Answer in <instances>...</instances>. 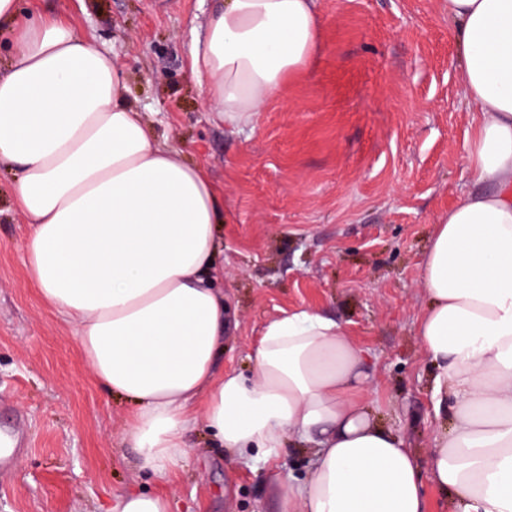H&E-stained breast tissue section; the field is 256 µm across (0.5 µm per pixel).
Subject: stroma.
Masks as SVG:
<instances>
[{
	"label": "stroma",
	"instance_id": "35a3bbf8",
	"mask_svg": "<svg viewBox=\"0 0 512 512\" xmlns=\"http://www.w3.org/2000/svg\"><path fill=\"white\" fill-rule=\"evenodd\" d=\"M23 5L116 55L126 97L156 136L223 187L225 370L250 374L265 324L315 309L365 350L382 422L429 447L447 418L415 336L421 264L433 224L474 188L475 108L446 0H317L320 52L238 129L204 108L190 69L211 0ZM25 233L1 167L0 427H20L23 445L0 476V512H109L114 493L155 484L136 476L121 440L129 404L96 385L69 319L32 285ZM188 444L170 490L177 512H276L262 477L229 464L204 429Z\"/></svg>",
	"mask_w": 512,
	"mask_h": 512
}]
</instances>
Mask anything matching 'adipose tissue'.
<instances>
[{
	"instance_id": "ef3b65f1",
	"label": "adipose tissue",
	"mask_w": 512,
	"mask_h": 512,
	"mask_svg": "<svg viewBox=\"0 0 512 512\" xmlns=\"http://www.w3.org/2000/svg\"><path fill=\"white\" fill-rule=\"evenodd\" d=\"M459 75L476 109L466 161L478 191L435 224L417 328L449 429L418 456L368 410L364 352L302 309L270 320L251 375L219 371L229 309L216 262L224 190L160 142L124 97L113 55L64 17L0 0L14 44L0 76V164L26 220L24 264L72 322L96 383L133 406L124 439L157 488L111 512H171L166 491L204 426L265 477L278 512H512V0H447ZM315 0H215L193 41L203 103L248 124L320 50ZM312 451L283 472L286 440Z\"/></svg>"
}]
</instances>
